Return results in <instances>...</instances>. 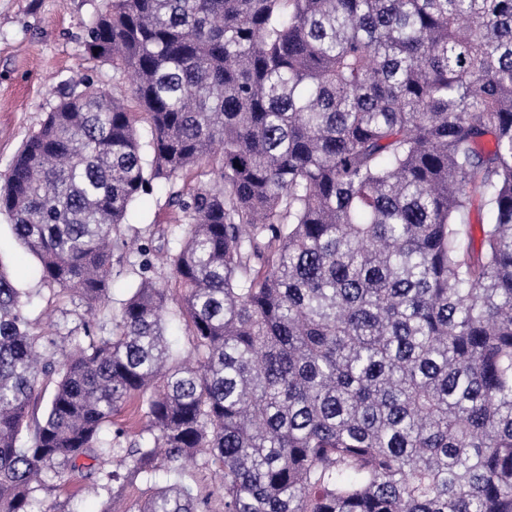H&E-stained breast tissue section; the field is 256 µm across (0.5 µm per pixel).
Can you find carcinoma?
<instances>
[{
  "label": "carcinoma",
  "mask_w": 512,
  "mask_h": 512,
  "mask_svg": "<svg viewBox=\"0 0 512 512\" xmlns=\"http://www.w3.org/2000/svg\"><path fill=\"white\" fill-rule=\"evenodd\" d=\"M85 50L112 92L73 85L0 215L90 314L137 283L60 360L0 260V512L73 472L103 512H512V0H108ZM156 186L163 285L115 256ZM199 454L214 490L156 482ZM165 321L166 338L170 346L174 351L186 354L190 345L184 324L173 320L172 314H167ZM143 419L137 412L135 406H129L120 414L112 419V425L107 430V437L114 436L115 432L122 430L123 433V446H127L131 440L135 438V434L141 427Z\"/></svg>",
  "instance_id": "cac0c4a2"
}]
</instances>
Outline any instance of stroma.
Instances as JSON below:
<instances>
[{
    "instance_id": "35a3bbf8",
    "label": "stroma",
    "mask_w": 512,
    "mask_h": 512,
    "mask_svg": "<svg viewBox=\"0 0 512 512\" xmlns=\"http://www.w3.org/2000/svg\"><path fill=\"white\" fill-rule=\"evenodd\" d=\"M103 6L104 0H0V179L22 142L40 128L75 80L85 75L111 88V66L89 59L85 51L86 27ZM164 201L156 190L133 205L128 234L139 244H150L167 232L170 215ZM0 259L29 297L25 315L35 335L53 324L58 336H83L85 323L120 308L135 279L127 265L115 266L108 302L90 315L69 294L41 285L36 257L2 217ZM39 499L46 508L67 502L70 512H102L106 501L104 495L84 490L77 476L50 483Z\"/></svg>"
}]
</instances>
